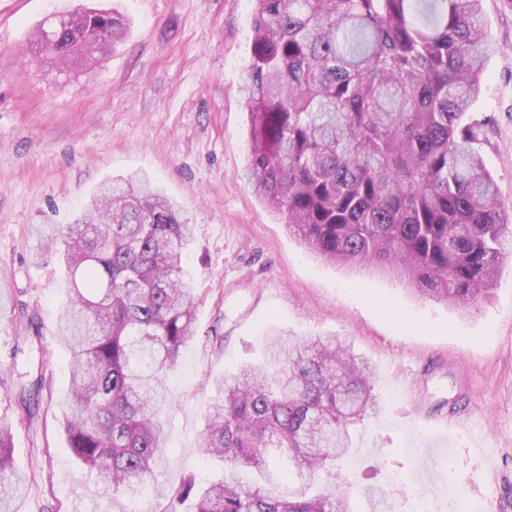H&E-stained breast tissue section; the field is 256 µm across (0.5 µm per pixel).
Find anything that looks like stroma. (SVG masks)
Masks as SVG:
<instances>
[{"mask_svg": "<svg viewBox=\"0 0 512 512\" xmlns=\"http://www.w3.org/2000/svg\"><path fill=\"white\" fill-rule=\"evenodd\" d=\"M127 20L94 68L66 73L27 54L59 0H0V420L29 475L18 512H58L95 487L68 447L61 404L69 362L55 332L67 300L57 255L35 259L39 224H72L102 182L144 172L195 226L183 257L196 339L167 379L161 486L223 468L199 452L211 382L263 358V336H340L374 369L380 403L336 472L353 512L384 491L393 512H512V258L489 300L464 312L416 296L380 271L325 262L245 178L240 92L252 0H90ZM492 51L471 112L479 151L512 214V0H483ZM465 412L456 424L446 416Z\"/></svg>", "mask_w": 512, "mask_h": 512, "instance_id": "stroma-1", "label": "stroma"}]
</instances>
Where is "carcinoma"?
Returning <instances> with one entry per match:
<instances>
[{"label": "carcinoma", "instance_id": "obj_1", "mask_svg": "<svg viewBox=\"0 0 512 512\" xmlns=\"http://www.w3.org/2000/svg\"><path fill=\"white\" fill-rule=\"evenodd\" d=\"M241 92L246 177L290 232L347 269L394 270L465 311L512 256V223L476 149L469 111L490 49L482 0H254ZM117 10L66 7L33 52L63 66L122 42ZM194 228L144 174L101 183L73 224L40 235L70 288L57 331L69 356L64 431L99 508L153 494L160 512H352L336 461L378 407L370 363L338 336L273 331L266 359L215 380L200 435L224 478L158 488L166 375L197 335L182 258ZM0 422V512L28 477Z\"/></svg>", "mask_w": 512, "mask_h": 512}]
</instances>
